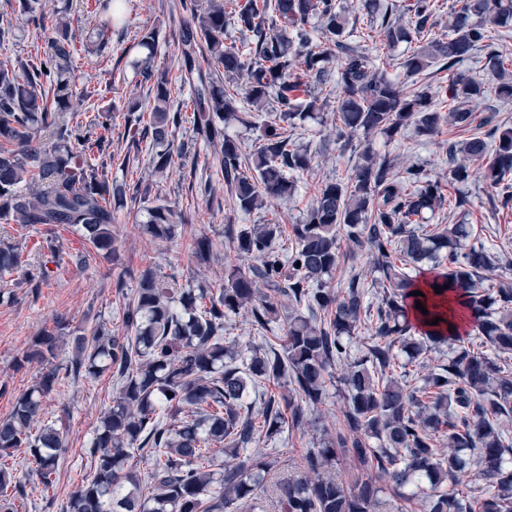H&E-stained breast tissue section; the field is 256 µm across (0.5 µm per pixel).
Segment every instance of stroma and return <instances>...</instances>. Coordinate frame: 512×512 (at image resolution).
I'll return each mask as SVG.
<instances>
[{
    "instance_id": "1",
    "label": "stroma",
    "mask_w": 512,
    "mask_h": 512,
    "mask_svg": "<svg viewBox=\"0 0 512 512\" xmlns=\"http://www.w3.org/2000/svg\"><path fill=\"white\" fill-rule=\"evenodd\" d=\"M348 18V33L353 41L366 46L377 65L398 81L407 92L447 84L450 74L432 65L418 75H408L400 62L409 49L401 44L395 49L383 48L369 37L370 18L358 11L355 0H336ZM37 11L47 20L57 13H67L72 30L87 41L89 51L75 58L73 78L76 88L98 90L91 104L96 109H111L112 140L107 152L112 155L108 179L119 185L142 183L148 186L145 199L126 202L117 208L113 232L117 238V258L109 260L98 255L80 233L72 228L44 225L0 223V241L18 247L34 258L44 255L42 244L53 237L60 259L49 263V277L40 286H32L21 273L0 276V419L5 418L14 401L31 389L45 370L33 362L19 365L18 360L28 348L33 336L42 329H53L55 319L66 322L68 332L60 336L55 364H65L71 356L69 332L101 324L120 330L125 303L136 286L132 278L117 282L123 268L134 270L153 267L159 279L175 288H186L206 282L209 288L224 284V269L240 264L241 259L227 232L228 227L249 224L297 223L324 183L347 182L364 147H372L378 155L394 159L397 171L415 165L427 174L445 180L444 194L460 200L457 209L436 211L430 222L434 225L465 221L471 224L472 243L484 246L489 254L499 256L496 275L499 280H512V206L503 207L495 188L474 169L472 178L464 184H450L448 177V142L464 139V132L441 125L437 135L427 139L417 136L414 128L405 129L393 141L382 136L357 135L346 145L336 142V83L328 81L319 90L327 108L319 121L289 130L292 142L312 157L308 171L298 175L295 196L285 202L267 200L264 207L250 213L235 211L230 203V190L223 175L212 164L214 149L197 137L193 126V104L188 88H174L169 108L181 113L183 121L175 130V138L187 142L190 153L174 158L164 174H156L148 140L132 137L126 127L128 100L150 104L149 83L144 82L136 66L141 54L137 38L142 29L158 33L157 67L168 69L170 79L179 77L177 40L187 17L180 0H131L125 25L112 29L106 49H99L97 34L85 18L95 9V0H37ZM47 31L20 12L16 0H0V60L27 58L47 48ZM176 203L186 211L189 222L183 225L177 239L165 243L140 234L138 226L147 219V207L156 199ZM208 237L212 243L209 267H196L189 259V249L198 237ZM118 391L110 372L94 377L61 375L58 385L46 399L49 416H61L68 452L61 465L54 492H45L36 479L21 477L23 493L9 497L13 512H65L69 493L80 485L90 472L91 458L87 448L103 413L112 405ZM347 402L339 383H332L324 402L307 409L301 427L287 428L274 443L287 460V474L301 472V456L314 447L321 427L335 430L342 426Z\"/></svg>"
}]
</instances>
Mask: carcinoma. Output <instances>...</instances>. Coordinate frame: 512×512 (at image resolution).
<instances>
[{"label":"carcinoma","instance_id":"cac0c4a2","mask_svg":"<svg viewBox=\"0 0 512 512\" xmlns=\"http://www.w3.org/2000/svg\"><path fill=\"white\" fill-rule=\"evenodd\" d=\"M190 12L181 30L180 79L195 106L197 135L214 147L224 181L233 185L235 205L244 213L265 199L294 196V173L310 168L311 157L289 147L279 123L296 128L319 118L322 104L312 89L329 80L337 63L336 138L359 132L381 133L392 140L412 125L431 138L443 121L464 131L462 141L448 142V183L463 184L471 164L483 165V178L512 201V126L502 127L494 106L477 115L475 102L489 97L486 87L458 70L488 38L487 27L512 29V0H454L448 33L408 52L401 67L416 75L432 63L453 72L442 95L448 116L433 107L427 91L407 95L377 67L367 49L345 38L346 22L336 0H245L232 11L252 33L250 58L224 46L225 2ZM111 11L95 19L99 46L110 40L122 20L120 0H105ZM434 0H411L394 18L382 15L379 37L388 48L410 44L432 26ZM48 49L37 61L0 60V221L9 224H62L105 254L115 252L111 188L104 154L112 135V113L98 111L77 121L92 91H73L71 74L77 37L63 18L51 24ZM145 81L152 83L149 125L136 100L127 102V127L151 137L155 172L170 167L179 114L169 112L168 73L154 69L157 33L146 30ZM208 55L224 68V77L247 75L241 92H229L202 67ZM508 57L494 50L487 63L496 76L495 98L512 100ZM278 105L276 118L261 126L260 145L244 154L242 145L224 133L236 114L237 101L262 111L268 99ZM489 127L488 133L480 129ZM98 151L99 165L84 156ZM391 159L365 148L346 183L323 185L298 224L291 225L293 246L279 248L282 226L251 224L233 242L254 263L224 267V286L214 292L197 287L170 288L145 267L136 271L135 295L123 313L126 333L102 327L70 338L72 356L65 371L96 376L108 371L119 384L112 407L103 415L90 443L92 479L75 489L67 512H253L265 476L283 465L271 453H253L248 445L278 438L286 425L298 426L305 408L321 404L333 370L348 403L344 428L327 433L307 449V475L276 482L283 512H375L382 489L368 477L349 486L339 475L340 457L351 455L374 470L394 491L414 490L425 512H512V369L500 364L512 356V283L493 291L496 264L485 248H465L469 225L450 224L439 231L420 224L424 214L440 208L441 183L413 167L399 176ZM188 223L183 210L159 199L139 225L153 241L169 242ZM352 244L349 257L367 254L379 274L383 295L371 315L361 275L346 286L332 285L344 254L340 234ZM190 257L211 263L207 237L195 240ZM430 275L422 296L411 292ZM20 271L31 282L48 278L46 263L23 257L15 246H0V275ZM439 291H434V287ZM291 302L283 335L264 337L266 345L243 357L236 341L224 336V318L250 309L254 324L265 331L280 322L283 300ZM420 300L428 313L415 308ZM460 306L476 320L486 350H473L454 330L448 305ZM440 317L436 325L429 321ZM368 330L366 352L352 355L350 338ZM457 346L442 365L420 376L422 385L392 367L398 347L411 363L423 365L439 345ZM58 333L41 330L19 364L55 358ZM59 368L43 374L22 394L12 412L0 420V496L22 490L9 460L23 455L26 470L45 490L55 487L65 444L56 423L45 420L44 399L53 390ZM284 384L288 393H263L260 409L245 403L265 383ZM149 449L148 492L127 468L136 450ZM474 468L488 491L471 498L457 489L460 474Z\"/></svg>","mask_w":512,"mask_h":512}]
</instances>
